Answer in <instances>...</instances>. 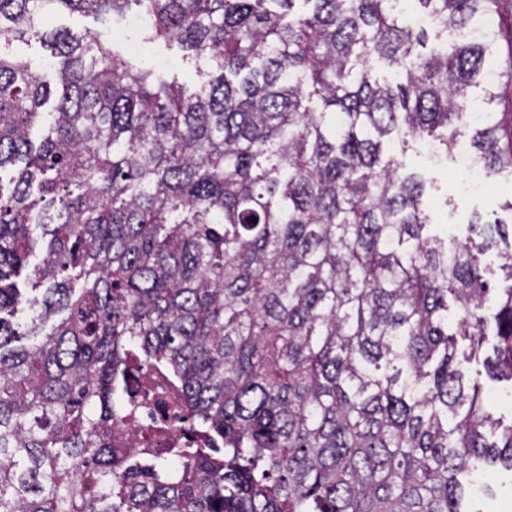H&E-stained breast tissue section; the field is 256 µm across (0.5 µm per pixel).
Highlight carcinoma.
Here are the masks:
<instances>
[{"label": "carcinoma", "mask_w": 512, "mask_h": 512, "mask_svg": "<svg viewBox=\"0 0 512 512\" xmlns=\"http://www.w3.org/2000/svg\"><path fill=\"white\" fill-rule=\"evenodd\" d=\"M130 11L199 89L45 29ZM15 41L55 74L0 52V512H462V470L512 471L462 368L512 383V231L448 250L387 150H453L482 84L474 162L512 182V0H0ZM142 365L177 447L121 436ZM48 27L55 28L65 26L72 29L74 32H82L86 28L101 29V25L94 20L91 16H83L79 14L65 15L60 17H52L48 20Z\"/></svg>", "instance_id": "cac0c4a2"}]
</instances>
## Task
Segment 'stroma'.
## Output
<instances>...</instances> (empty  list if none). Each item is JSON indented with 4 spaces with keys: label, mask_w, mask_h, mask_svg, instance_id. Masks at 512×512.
<instances>
[{
    "label": "stroma",
    "mask_w": 512,
    "mask_h": 512,
    "mask_svg": "<svg viewBox=\"0 0 512 512\" xmlns=\"http://www.w3.org/2000/svg\"><path fill=\"white\" fill-rule=\"evenodd\" d=\"M145 59L177 74L188 87H198L205 79L204 64L185 57L178 46L157 44L150 48ZM473 131V126L462 127L453 157L437 155L432 145L424 141L413 143L404 156L407 168L419 173L426 183L425 204L433 234L452 246L465 240L474 219L512 220V212L502 208L503 202L512 198V183L481 171L471 172L467 165ZM468 499L477 512H512V473L497 468L489 477L470 478Z\"/></svg>",
    "instance_id": "35a3bbf8"
}]
</instances>
